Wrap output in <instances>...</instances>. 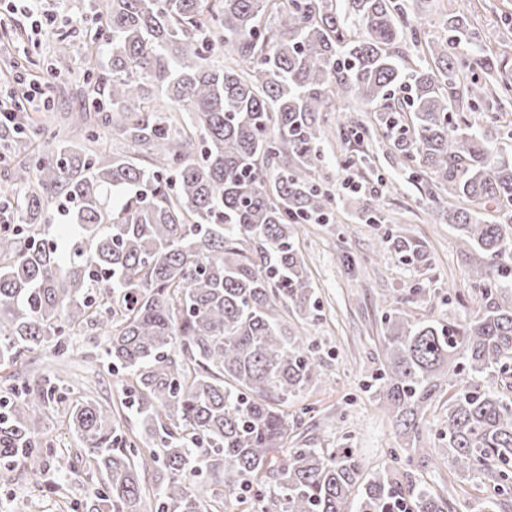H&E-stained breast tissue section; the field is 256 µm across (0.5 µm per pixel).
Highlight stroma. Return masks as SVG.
I'll return each instance as SVG.
<instances>
[{
  "label": "stroma",
  "mask_w": 512,
  "mask_h": 512,
  "mask_svg": "<svg viewBox=\"0 0 512 512\" xmlns=\"http://www.w3.org/2000/svg\"><path fill=\"white\" fill-rule=\"evenodd\" d=\"M422 38L439 36L442 21L452 12H465L477 22L484 42L494 43L501 34L512 37V0H401ZM9 35L13 45L0 53V72L10 73L13 63H20L25 73L50 83L51 111L32 113L35 121L55 126L66 105L79 102L84 83L81 38L54 30L33 33L28 21L12 22ZM322 167L317 179L336 193L338 222L334 228L310 229L300 242L315 284L319 301L318 319L308 324L324 360L323 374L309 383L289 405V412H304L302 426L291 433L287 448L311 441L333 451L352 450L366 472L389 466L388 451L399 437L382 401L362 390V385L383 361L381 345L383 295L414 283L423 284L427 293L422 301L410 304L415 317L438 318L440 300L449 288H456L469 299V309H477L470 300V267L482 261L481 253L461 252L454 230L438 221L419 182L403 177L387 143L378 136L368 139L365 160L355 168L342 163L343 153L334 123H326L321 144ZM385 186H378V178ZM378 186L376 198L388 218L389 227L405 229L422 245L424 260H403L393 252L371 256L370 245L379 228L364 223L357 205ZM80 375L90 382L95 400L119 404L121 380L108 372L99 361L77 362ZM39 412L52 430L54 447L39 459L16 462L7 477H0V512H18L22 503L33 505V512H84V504L100 489L99 478H62L58 471L61 458L78 453L79 444L66 427L60 426L51 408ZM287 448L278 449L284 458ZM418 481L447 499L453 512H477L482 498L492 490L463 478L448 466L443 456H434L419 470ZM63 488L51 492L54 482Z\"/></svg>",
  "instance_id": "35a3bbf8"
}]
</instances>
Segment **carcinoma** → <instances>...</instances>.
<instances>
[{"label": "carcinoma", "instance_id": "cac0c4a2", "mask_svg": "<svg viewBox=\"0 0 512 512\" xmlns=\"http://www.w3.org/2000/svg\"><path fill=\"white\" fill-rule=\"evenodd\" d=\"M97 16L109 65L86 68L90 122L23 161L39 129L22 116L0 127L18 159L0 190V366L44 347L71 358L77 336L103 330L97 359L126 371L122 395L152 447L139 448L118 411L60 393L45 373L0 391V467L48 450L32 412L42 403L103 480L88 512H147L151 499L156 512H221L227 496L243 512H448L411 475L437 442L448 467L493 487L481 512H503L512 385L490 375L512 371V155L464 112L497 123L512 82L486 81L498 56L468 16L445 19L415 57L393 51L416 38L396 0H100ZM352 98L371 106L369 125L341 113ZM180 112L195 122L180 124ZM331 112L342 149L364 154V134H381L460 250L488 258L468 272L482 301L469 318L454 290L438 320L406 308L428 292L420 284L384 298L374 394L406 454L391 451L393 470L369 477L348 450L271 455L301 425L288 402L322 375L316 344L286 313L315 316L298 238L334 219L336 196L316 179ZM110 136L125 150L108 149ZM53 203L68 224L50 239ZM383 246L421 254L402 235L377 236L371 254ZM447 390L432 439L425 416ZM159 461L150 499L144 477ZM197 470L210 481L192 480Z\"/></svg>", "mask_w": 512, "mask_h": 512}]
</instances>
